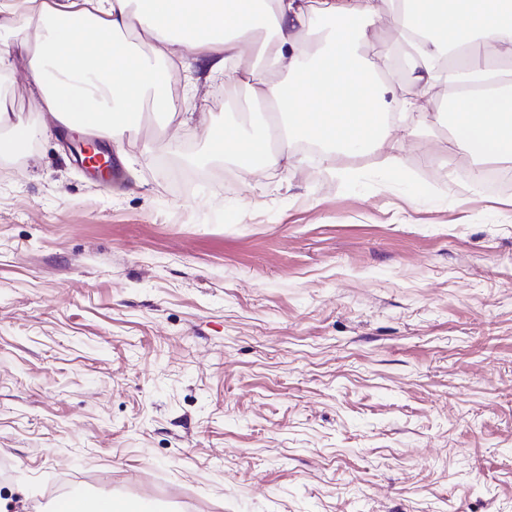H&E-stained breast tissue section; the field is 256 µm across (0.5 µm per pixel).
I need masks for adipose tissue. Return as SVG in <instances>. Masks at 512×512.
<instances>
[{"label":"adipose tissue","instance_id":"obj_1","mask_svg":"<svg viewBox=\"0 0 512 512\" xmlns=\"http://www.w3.org/2000/svg\"><path fill=\"white\" fill-rule=\"evenodd\" d=\"M40 21L28 53L34 105L42 116L32 137L56 134L67 117L81 116L97 139L122 147L129 114L143 105L181 126L197 124L215 159L231 157L249 174L254 159L281 173L298 161L299 142L326 145L323 160L339 177L345 161L382 156L396 166L398 125L392 110L422 111L432 86L446 82L456 97L454 145L480 159L512 160V75L496 60L512 52V0H27ZM355 17L363 27L316 30L315 17ZM86 19L94 39L74 51L76 20ZM389 25L410 49L406 67L417 91L401 95L374 79L361 55L366 29ZM139 30L145 46L127 42ZM259 65L239 70L245 48ZM185 93L199 75L224 74V95L239 84L260 100L278 103L273 120L251 129L212 126L202 112H186L171 89L176 50ZM288 76V87L275 78Z\"/></svg>","mask_w":512,"mask_h":512}]
</instances>
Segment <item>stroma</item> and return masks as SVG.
<instances>
[{"label": "stroma", "instance_id": "35a3bbf8", "mask_svg": "<svg viewBox=\"0 0 512 512\" xmlns=\"http://www.w3.org/2000/svg\"><path fill=\"white\" fill-rule=\"evenodd\" d=\"M402 52L371 27L364 60ZM10 124L38 115L26 59ZM233 123L249 85L199 80ZM397 169L289 176L172 158L151 112L93 179L79 134L0 157V495L75 488L155 512H512V189L473 182L429 112ZM484 168L512 173V161Z\"/></svg>", "mask_w": 512, "mask_h": 512}]
</instances>
